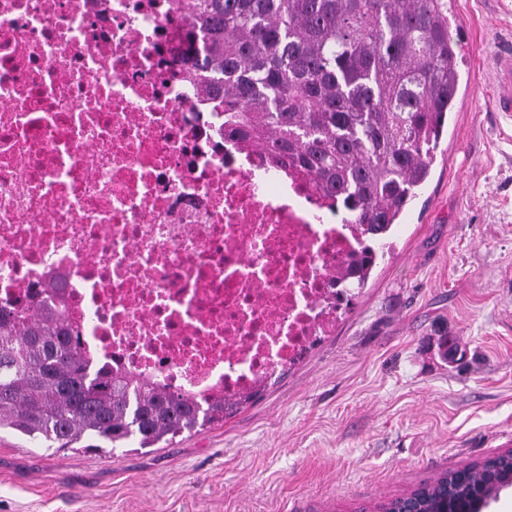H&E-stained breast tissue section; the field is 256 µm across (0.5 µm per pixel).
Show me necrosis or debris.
Wrapping results in <instances>:
<instances>
[{
	"label": "necrosis or debris",
	"instance_id": "4bbe7bcc",
	"mask_svg": "<svg viewBox=\"0 0 512 512\" xmlns=\"http://www.w3.org/2000/svg\"><path fill=\"white\" fill-rule=\"evenodd\" d=\"M177 0H0V306L204 397L324 335L355 225L224 136ZM56 288H49V281Z\"/></svg>",
	"mask_w": 512,
	"mask_h": 512
}]
</instances>
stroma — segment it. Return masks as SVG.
I'll return each instance as SVG.
<instances>
[{
    "instance_id": "obj_1",
    "label": "stroma",
    "mask_w": 512,
    "mask_h": 512,
    "mask_svg": "<svg viewBox=\"0 0 512 512\" xmlns=\"http://www.w3.org/2000/svg\"><path fill=\"white\" fill-rule=\"evenodd\" d=\"M464 81L430 182L331 334L168 446L0 433V512H378L512 448V0H452ZM494 75L499 93L494 98L497 112H512V54L500 55L494 62Z\"/></svg>"
}]
</instances>
